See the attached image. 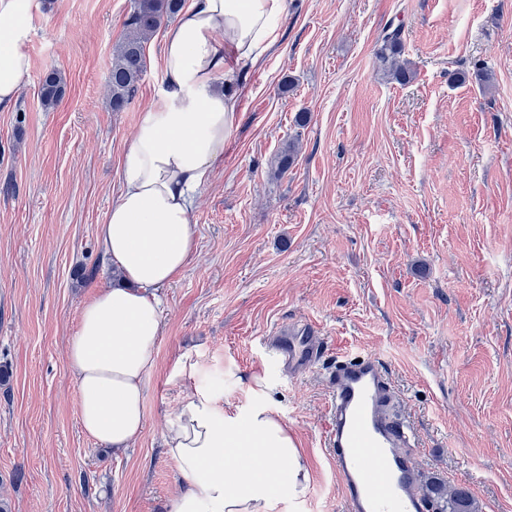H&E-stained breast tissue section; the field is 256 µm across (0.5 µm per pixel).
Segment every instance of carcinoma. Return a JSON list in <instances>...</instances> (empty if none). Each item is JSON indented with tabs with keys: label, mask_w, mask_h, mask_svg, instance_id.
Segmentation results:
<instances>
[{
	"label": "carcinoma",
	"mask_w": 512,
	"mask_h": 512,
	"mask_svg": "<svg viewBox=\"0 0 512 512\" xmlns=\"http://www.w3.org/2000/svg\"><path fill=\"white\" fill-rule=\"evenodd\" d=\"M183 0H133L125 21L126 34L112 53L109 79V97L112 111H124L135 99L139 82L146 69V44L165 20L173 19L182 9ZM378 58L391 80L404 84L409 80L407 63L402 54L401 30L387 28L379 37ZM63 95V81L56 70L45 73L40 99L44 108H54ZM294 143L281 150L275 157V171L284 174L294 164ZM427 493L441 499L448 512H475L470 493L464 489L448 490L440 482H432Z\"/></svg>",
	"instance_id": "carcinoma-1"
}]
</instances>
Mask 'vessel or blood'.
Instances as JSON below:
<instances>
[{
  "mask_svg": "<svg viewBox=\"0 0 512 512\" xmlns=\"http://www.w3.org/2000/svg\"><path fill=\"white\" fill-rule=\"evenodd\" d=\"M278 365L296 376L319 363L323 340L308 328L266 338ZM332 465L342 481L345 512H430L403 449L412 435L394 413L396 395L375 358L339 361L328 375Z\"/></svg>",
  "mask_w": 512,
  "mask_h": 512,
  "instance_id": "vessel-or-blood-1",
  "label": "vessel or blood"
}]
</instances>
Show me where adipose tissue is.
<instances>
[{"label":"adipose tissue","instance_id":"1","mask_svg":"<svg viewBox=\"0 0 512 512\" xmlns=\"http://www.w3.org/2000/svg\"><path fill=\"white\" fill-rule=\"evenodd\" d=\"M32 0H0V107L13 105L31 63L23 45ZM288 0H190L165 35V90L143 113L120 167L121 191L99 237L119 285L82 307L67 359L84 431L128 448L145 425L144 387L162 333L158 295L198 249L195 200L235 126V65L257 64L281 37ZM227 90H219L217 79ZM182 482L168 512H275L307 493V462L267 406L218 415L211 396L185 393L166 436Z\"/></svg>","mask_w":512,"mask_h":512}]
</instances>
